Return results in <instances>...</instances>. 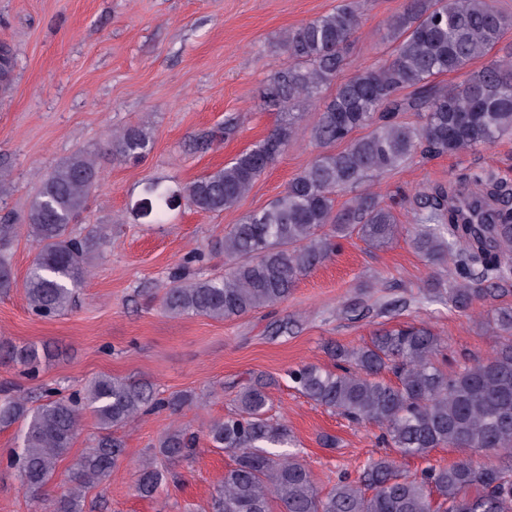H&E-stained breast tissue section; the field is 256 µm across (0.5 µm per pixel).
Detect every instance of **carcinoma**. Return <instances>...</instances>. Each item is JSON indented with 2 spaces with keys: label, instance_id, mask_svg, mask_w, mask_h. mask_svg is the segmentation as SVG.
<instances>
[{
  "label": "carcinoma",
  "instance_id": "obj_1",
  "mask_svg": "<svg viewBox=\"0 0 512 512\" xmlns=\"http://www.w3.org/2000/svg\"><path fill=\"white\" fill-rule=\"evenodd\" d=\"M360 25V0H340L332 11L286 33L281 44L289 64L272 74L260 93L264 106L281 110L280 124L213 173L177 189L158 182L145 188L143 215L157 223L180 198L203 214L234 206L276 160L269 145L284 148L297 135L303 114L291 108L301 99L323 100L311 138L325 147L345 144L317 156L264 209L230 228L224 235V274L174 280L163 299L167 312L224 320L287 301L303 276L336 253L340 240L356 233L364 243L382 247L399 233L378 195L359 193L338 209L336 191L393 171L419 150H477L512 135V51L470 72L459 85L435 83L437 76L487 56L512 30V15L497 0H404L386 23V38L394 44L390 58L355 70L324 100V91L347 65L346 50ZM13 68L12 50L0 45V90L10 85ZM404 89L409 93L401 94ZM401 112L418 113L421 124L397 120ZM360 129L365 134L353 137ZM152 148L150 132L140 125L123 128L107 144L109 155L134 161ZM100 179L97 159L78 151L36 189L27 223L0 224L1 293L12 288L7 253L24 229L39 246L24 285L29 307L43 317L72 309L105 234L98 228L77 239L71 224ZM491 181V176L476 178L427 199L431 212L419 218L411 241L433 266L453 256L455 276L448 282L432 276L421 299L465 312L484 295L512 291V209L496 204L495 192L487 188ZM493 322V354L448 373L435 362L440 337L409 325L382 330L356 349L331 343L326 350L333 368L304 364L290 370L289 378L315 404L354 423L381 427L382 442L404 457L455 447L489 453L498 463L466 459L410 476L385 456L367 460L354 478L341 475L322 495L296 453L285 452L294 437L268 416L267 384L258 381L243 387L234 412L208 429L213 447L235 456L209 512H272L275 500L282 512H512V306L495 309ZM0 352L31 374L42 362L33 345H1ZM387 371L397 382L382 377ZM193 401L187 393L160 399L147 382L106 374L67 396L47 388L37 406L6 393L0 398V426L22 423L19 447L7 463L42 512H84L86 490L102 486L125 454V442L112 428L155 409L175 414ZM87 410L97 419L98 435L73 460L67 487L44 493L80 435ZM194 452L182 429L168 430L155 445V455L168 461ZM163 481L164 472L148 460L138 471L136 489L151 497Z\"/></svg>",
  "mask_w": 512,
  "mask_h": 512
}]
</instances>
